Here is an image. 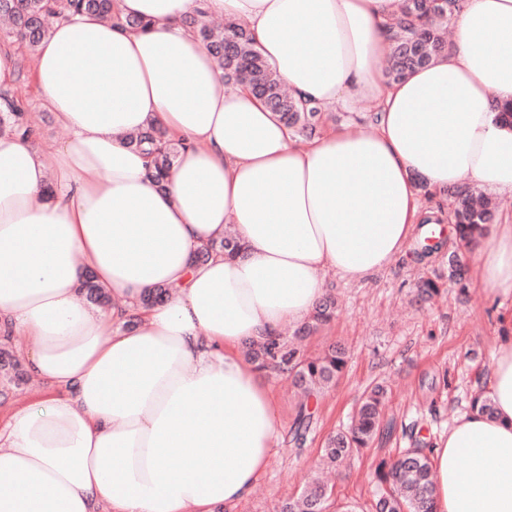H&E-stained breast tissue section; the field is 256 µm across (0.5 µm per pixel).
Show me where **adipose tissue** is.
<instances>
[{"label":"adipose tissue","instance_id":"adipose-tissue-1","mask_svg":"<svg viewBox=\"0 0 512 512\" xmlns=\"http://www.w3.org/2000/svg\"><path fill=\"white\" fill-rule=\"evenodd\" d=\"M248 23L289 94L322 111L373 106L371 130L297 141L226 83L186 16ZM396 0H114L113 18L56 22L32 79L67 132L0 135V335L26 336L46 399L0 425V512H215L246 501L280 425L238 352L281 335L345 281L386 269L419 224L421 191L512 195V0H465L447 52L391 80ZM147 21L127 27L128 17ZM187 147L158 189L124 133ZM245 252L194 253L227 229ZM477 277L512 294V224L478 239ZM120 305L89 308L86 273ZM166 286L168 298L141 300ZM493 415H460L432 454L436 512H512V336L489 377ZM179 466H171V459Z\"/></svg>","mask_w":512,"mask_h":512}]
</instances>
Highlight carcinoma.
I'll return each mask as SVG.
<instances>
[{
	"label": "carcinoma",
	"instance_id": "cac0c4a2",
	"mask_svg": "<svg viewBox=\"0 0 512 512\" xmlns=\"http://www.w3.org/2000/svg\"><path fill=\"white\" fill-rule=\"evenodd\" d=\"M113 0H0V16L9 21L5 40L25 43L36 50L54 23L72 14H92L104 21L112 20ZM459 10V0H402L398 9L396 33L389 60V74L395 80L409 75L414 69L429 64L442 55L447 42L443 33L448 20ZM211 52L224 79L230 83H244L261 98L271 111L277 113L294 133L310 137L325 113L310 100L299 107L283 90L282 79L254 49L247 29L229 22L222 27L200 24L198 15L184 19ZM20 134L36 137V130L25 120V106L17 98L8 100L7 109L0 111V134ZM132 147L153 156L152 179L159 188L165 187L166 177L182 144L164 138L159 131L130 134L125 137ZM453 198V214L462 246L473 244V235L495 220L496 203L469 187L448 191ZM242 245L234 234L224 236L194 254V262L207 261L216 251L235 257ZM448 281L462 283L465 266L457 253L447 257ZM81 293L87 303L107 306L111 298L91 273L85 275ZM336 314V300L323 297L316 310L297 330L303 337L312 335ZM247 358L261 368L286 374L294 386L314 396L331 388L343 374L348 354L344 346L332 345L321 356L307 357L282 338L269 339L254 345ZM0 372L19 385L24 372L19 357L7 347H0ZM384 388L372 387L359 400L351 424L330 435L322 448L323 464L331 469L367 448L382 429ZM311 426V415L305 404L298 407L294 422V436L303 438ZM431 448L427 442L416 439L414 446L399 456L381 459L373 472L378 489L376 512H435V485L432 479ZM331 493L327 485L314 480L296 498L281 505L280 512H326Z\"/></svg>",
	"mask_w": 512,
	"mask_h": 512
}]
</instances>
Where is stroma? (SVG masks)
<instances>
[{
	"label": "stroma",
	"mask_w": 512,
	"mask_h": 512,
	"mask_svg": "<svg viewBox=\"0 0 512 512\" xmlns=\"http://www.w3.org/2000/svg\"><path fill=\"white\" fill-rule=\"evenodd\" d=\"M459 247L447 236L442 250L429 257L406 249L387 269L360 282L325 273L323 285L334 291L339 311L307 338L305 349L316 354L342 343L349 352L347 368L335 388L311 402L312 426L300 443L291 433L298 399L287 380L271 376L281 423L275 452L251 496L228 512H275L279 502L297 496L317 470L326 437L348 423L357 399L373 383L388 388L385 418L394 429L377 436L332 478L333 500L354 512H373L372 471L380 458L410 447L414 432L438 441L455 418L469 412L471 397L489 379L498 336L512 332V295L492 297L483 290L473 275L483 261L476 248L467 254L472 275L465 288L418 301L417 277L446 274L447 255Z\"/></svg>",
	"instance_id": "stroma-1"
}]
</instances>
